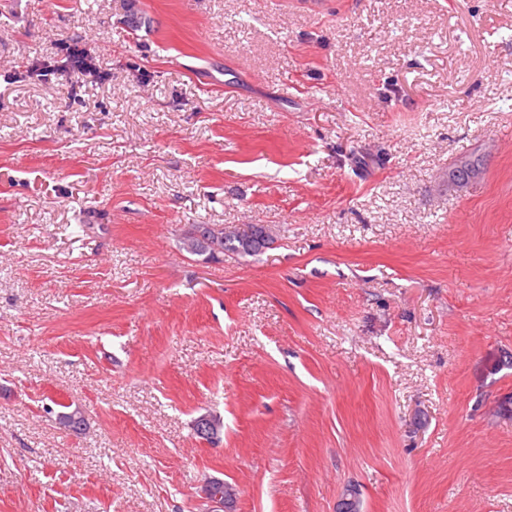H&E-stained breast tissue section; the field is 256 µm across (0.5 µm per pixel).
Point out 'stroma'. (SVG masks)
<instances>
[{"instance_id": "stroma-1", "label": "stroma", "mask_w": 512, "mask_h": 512, "mask_svg": "<svg viewBox=\"0 0 512 512\" xmlns=\"http://www.w3.org/2000/svg\"><path fill=\"white\" fill-rule=\"evenodd\" d=\"M210 479L512 512V0H0V512ZM213 225L222 228L216 234H212L209 242H202L195 236V231L201 226ZM246 228L233 230L224 229L217 224H192L183 237L184 248L194 255L208 254V258L215 259L225 251H233L242 254H256L269 245L272 238L263 225L246 224Z\"/></svg>"}]
</instances>
